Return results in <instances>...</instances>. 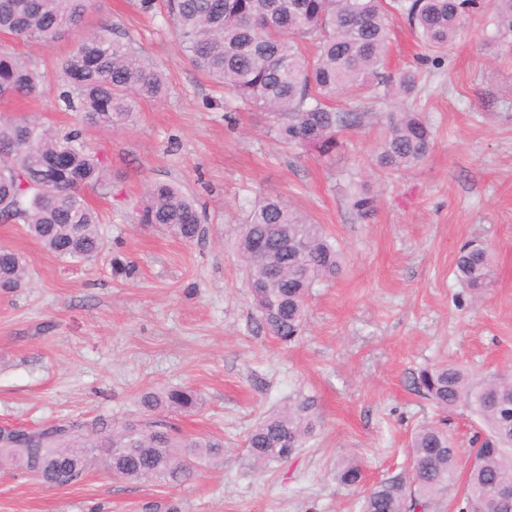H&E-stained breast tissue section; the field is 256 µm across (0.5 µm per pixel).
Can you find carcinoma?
<instances>
[{
	"label": "carcinoma",
	"mask_w": 512,
	"mask_h": 512,
	"mask_svg": "<svg viewBox=\"0 0 512 512\" xmlns=\"http://www.w3.org/2000/svg\"><path fill=\"white\" fill-rule=\"evenodd\" d=\"M95 0H0V34L13 40L51 42L80 27ZM175 36L193 65L224 87V111L256 109L274 117L271 138L330 158L339 135L362 125L365 115L336 106V97L415 93L413 68L396 75L383 71L391 39L392 16L404 15L421 43L434 55L461 33L463 21L485 10L484 0H164ZM492 21L499 40L512 51V0H492ZM66 83L59 94L66 109L78 114L63 133L27 115L0 119V217L25 226L51 254L91 261L101 249L100 219L85 197L88 188L112 194L104 161L84 137L88 126L126 125L141 103L165 95L157 70L141 59L128 41L101 28L81 36L61 60ZM45 84L32 62L0 49V101L38 100ZM434 135L417 112L393 114L375 155L385 176L423 163ZM64 165H58L60 156ZM348 206L365 217L376 206L365 189L353 187ZM136 221L194 242L206 234L195 201L171 182H153L145 190ZM264 241L260 253L255 243ZM239 260L247 273L258 326L283 345L301 335L307 296L314 283L336 275L341 252L321 225L278 196H268L241 226ZM456 274L476 291L490 283L494 269L489 248L463 246ZM22 258L0 248V288L18 287ZM413 388L442 415L473 410L478 431L468 456L474 464L461 472L458 450L443 424L418 428L409 445L405 474L384 479L364 496V512H437L442 498L463 483L459 512H489L496 486L512 481V372L480 379L459 363L424 367L413 374ZM199 393L164 388L139 397L141 419L91 424H49L0 430V462L19 467L50 486L61 474L78 478L103 454L104 467L117 479L159 481L182 486L200 468L224 456V441L180 434L159 412L187 413ZM315 430L308 406L290 402L265 413L247 436V448L259 467L288 461ZM336 480L355 488L363 470L354 460Z\"/></svg>",
	"instance_id": "1"
}]
</instances>
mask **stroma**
I'll list each match as a JSON object with an SVG mask.
<instances>
[{"label":"stroma","mask_w":512,"mask_h":512,"mask_svg":"<svg viewBox=\"0 0 512 512\" xmlns=\"http://www.w3.org/2000/svg\"><path fill=\"white\" fill-rule=\"evenodd\" d=\"M86 28L113 27L163 75L165 96L142 104L122 128H86L115 197L87 190L100 215L94 264L55 257L24 226L0 222V248L27 264L22 288L0 291V427L118 421L141 416V393L186 386L192 413L169 414L186 434L224 441V457L190 485L116 479L101 464L49 486L0 466V512H142L178 500L183 512H362L366 488L409 464L411 434L436 419L412 386L419 368L466 364L483 376L512 367V54L499 50L486 18L468 20L440 64L394 15L389 71L418 65L419 91L401 104L344 96L365 113L345 131L335 161L276 144L264 112L225 118L224 92L181 50L164 14L131 0H97ZM7 40L47 78L26 104L0 103V118L25 111L67 130L56 107L59 68L79 38ZM421 113L435 140L418 167L385 178L373 154L392 113ZM375 194V211L351 214L344 173ZM176 183L194 197L207 233L193 243L141 227L134 217L148 182ZM268 195L290 200L342 253L336 276L311 288L299 340L282 346L256 323L236 244L250 210ZM468 241L488 246L494 277L472 295L455 276ZM305 402L317 427L288 462L260 470L246 439L258 419ZM364 485H339L343 458Z\"/></svg>","instance_id":"1"}]
</instances>
